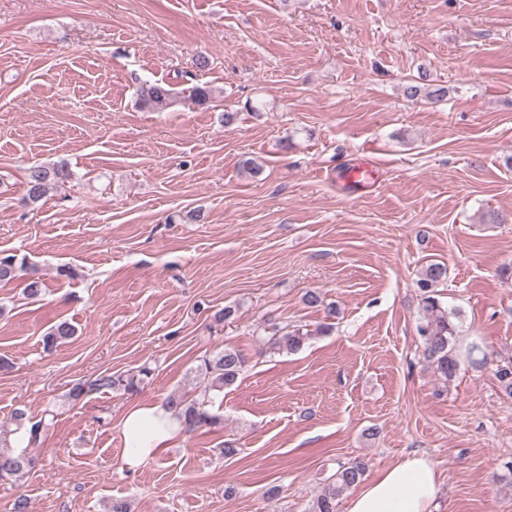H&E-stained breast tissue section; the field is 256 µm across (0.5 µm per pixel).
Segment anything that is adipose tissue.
<instances>
[{"label":"adipose tissue","mask_w":512,"mask_h":512,"mask_svg":"<svg viewBox=\"0 0 512 512\" xmlns=\"http://www.w3.org/2000/svg\"><path fill=\"white\" fill-rule=\"evenodd\" d=\"M121 461L135 469L171 447L183 427L164 401L131 404L119 422ZM441 483L435 463L426 456L407 458L362 485L350 498L347 512H434Z\"/></svg>","instance_id":"ef3b65f1"}]
</instances>
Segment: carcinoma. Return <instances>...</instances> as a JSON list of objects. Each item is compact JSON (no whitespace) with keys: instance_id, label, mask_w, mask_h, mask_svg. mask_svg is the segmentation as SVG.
I'll return each mask as SVG.
<instances>
[{"instance_id":"obj_1","label":"carcinoma","mask_w":512,"mask_h":512,"mask_svg":"<svg viewBox=\"0 0 512 512\" xmlns=\"http://www.w3.org/2000/svg\"><path fill=\"white\" fill-rule=\"evenodd\" d=\"M213 91L207 86L194 85L189 87L187 100L197 106H203L212 99ZM138 101L141 107L153 112H165L177 102L173 90L160 83H145L139 89ZM69 177V172L63 168H48L34 166L29 169L26 178V190L22 201L36 203L46 196L54 183ZM448 278V267L440 262L427 264L418 287L422 292V309L418 324L417 335L423 346L424 355L434 372L444 381L451 380L458 368V351L456 339L458 323L455 322L457 313L444 307L436 291L437 286ZM304 302L311 308L324 310L326 319L336 317V307L324 304L320 293L309 291L304 295ZM76 333L75 327L67 321L52 325L43 336L44 349L50 351L58 344L71 339ZM310 332L301 325L280 326L273 324L263 342L270 350L296 351L309 338ZM246 365V358L238 350L230 347L199 359L196 371L207 377V395L200 399H187L182 395L173 394L167 398V403L177 411L187 432H193L202 427L215 428L224 423V416L213 413L208 409L211 400L210 392H222L233 386L239 379ZM151 376V370L143 366L128 374L102 375L89 383H77L70 392L74 400L92 391L125 390L136 391ZM13 419L16 431H24L28 444L38 445L45 426L42 421H32L25 411L15 410ZM38 456L31 453L14 454L0 449V479L16 475L35 467ZM366 463L355 459L339 466L330 482L325 485L313 503L312 512H336L338 498L347 490L358 485L365 474Z\"/></svg>"}]
</instances>
